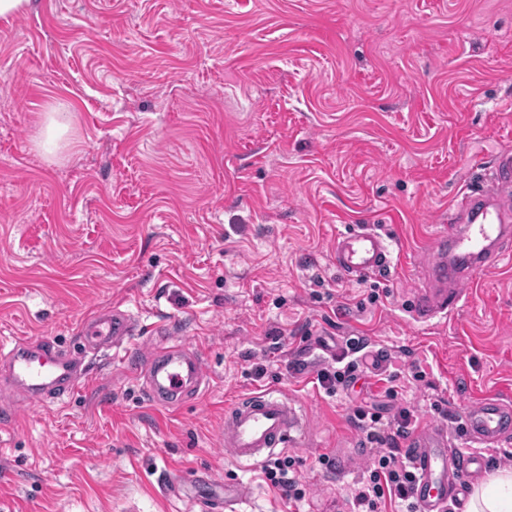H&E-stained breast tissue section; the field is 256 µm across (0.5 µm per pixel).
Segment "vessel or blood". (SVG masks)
Returning a JSON list of instances; mask_svg holds the SVG:
<instances>
[{"label": "vessel or blood", "instance_id": "1", "mask_svg": "<svg viewBox=\"0 0 512 512\" xmlns=\"http://www.w3.org/2000/svg\"><path fill=\"white\" fill-rule=\"evenodd\" d=\"M452 224L465 223V235L438 234L430 245V267L444 262L446 247L467 257L472 266L494 265L503 258L492 245L512 222V152L500 151L486 183L461 193L448 211ZM334 261L347 278L385 270L390 265L386 240L362 226L341 235L336 241ZM461 298L456 285L429 279L415 303L414 312L422 319L447 312ZM79 330L93 348L121 347L137 333L129 312L111 309L81 320ZM148 368L142 385L143 396L161 408L176 407L186 396H198L207 371L193 346L176 337L148 346ZM7 367L0 370V391L12 388L26 398L43 404H62L85 387L88 373L80 356L52 342L19 340L6 355ZM464 424L478 441L498 439L512 428V405L488 398L467 410ZM304 428L296 407L273 391L239 398L224 412L219 442L224 453L239 463H256L272 451L290 446ZM405 455L416 473L412 495L420 512H447L448 504L458 501L472 475L486 468L483 458L460 455L450 450L445 429L432 427L420 432ZM242 485H228L220 499L203 502V512H230L241 501Z\"/></svg>", "mask_w": 512, "mask_h": 512}]
</instances>
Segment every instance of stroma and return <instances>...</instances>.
I'll use <instances>...</instances> for the list:
<instances>
[{"instance_id":"stroma-1","label":"stroma","mask_w":512,"mask_h":512,"mask_svg":"<svg viewBox=\"0 0 512 512\" xmlns=\"http://www.w3.org/2000/svg\"><path fill=\"white\" fill-rule=\"evenodd\" d=\"M54 111L70 127L47 156ZM504 149L512 0H30L0 18V343L82 352L80 320L112 305L140 328L135 364L82 353L89 384L63 406L0 400V512H201L228 482L248 489L233 512H353L373 454L354 411L391 383L417 429L512 470V433L478 442L444 416L512 404V266L413 316L449 203ZM361 225L391 264L351 281L333 252ZM160 325L210 375L174 410L131 375ZM353 337L383 362L328 394L318 374ZM263 389L306 420L277 451L302 500L219 445L225 408Z\"/></svg>"}]
</instances>
